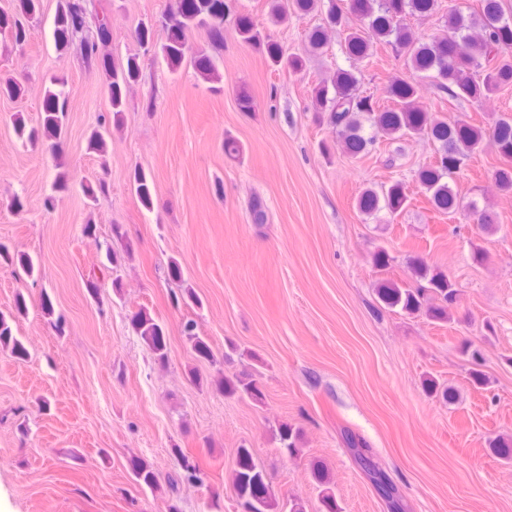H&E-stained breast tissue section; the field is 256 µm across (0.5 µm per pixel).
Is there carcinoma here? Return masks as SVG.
Instances as JSON below:
<instances>
[{"mask_svg": "<svg viewBox=\"0 0 512 512\" xmlns=\"http://www.w3.org/2000/svg\"><path fill=\"white\" fill-rule=\"evenodd\" d=\"M41 2L13 0L11 10H0V33L18 46L25 45L30 36L27 22L39 14ZM439 8L440 0H350V10L361 22L360 26L350 28L334 2L326 9L324 0H268L269 17L275 25H286L293 16L314 12L321 15V23L307 33L304 52L291 55L285 54L279 42L260 30L248 15L237 17L236 30L241 44L261 53L271 66L290 73L305 70L309 58L324 53L329 36L343 29L350 59L362 62L370 58L373 46H389L402 59L407 71L430 79L439 90L455 100L478 103L512 87V12L504 11L501 0H479V9L467 14L459 8L448 10L441 32L429 38L416 36L405 23L408 16L432 15ZM227 9L228 0H175L163 14L166 26L162 31L155 30L150 23H142L135 29V39L143 53H160L169 69L175 72L185 60L190 32L204 31L215 50L224 46ZM53 36L60 51L75 40L80 42L85 62L96 67L105 78L110 113L108 124L111 128L119 127L128 110L130 90L141 77L139 56L129 57L120 69L112 65L107 52L112 30L107 23V14L96 8L94 0H58ZM193 66L203 80L219 81L211 55H196ZM359 84L358 70L338 69L311 89L313 111L325 114L327 123L349 157L356 159L369 153L380 137L387 140L427 137L436 147V157L418 168L415 181L432 209L452 218L463 205L450 181L473 154L483 149L488 139L503 160L495 170L496 182L500 190L512 191V115L498 117L488 128L463 120H441L421 104L420 86L411 77H396L383 88L384 106L379 105L381 99L361 96ZM67 105L64 81L57 78L50 81L44 86L43 107L37 125H28L21 114L14 116L17 138L32 148L41 147L56 156L61 155L60 138ZM365 117L372 123L371 135L364 131ZM132 180L142 207L152 209L155 187L151 175L136 167ZM408 201L407 186L402 181H395L378 190H362L356 198V207L368 216L382 210L395 216L407 207ZM3 263L13 267L17 276L37 281L39 270L31 256L25 253L15 256L0 248V265ZM407 268L415 285L380 278L375 283L378 300L392 311L424 314L433 322L448 321V310L459 297L455 280L420 255L408 257ZM27 309L26 298L19 293L13 308L7 313L0 312V347L10 349L19 359L27 357L28 350L14 336L12 322ZM40 309L51 327L60 333L65 331V322L55 315L53 303L45 293L40 297ZM130 325L154 361L165 364L168 361L165 327L144 308L131 316ZM183 334L198 360L216 361L209 340L197 332L195 321L184 323ZM213 385L226 398L263 400L260 381L251 373L223 375L214 380ZM424 388L428 394L450 404L457 400L453 387H446L432 377L424 380ZM276 432L281 451L289 456L296 455L300 431L281 423ZM488 448L501 458L512 459L511 437H492L488 440ZM175 452L181 473L170 480V485L201 481L198 461L180 448ZM129 468L141 488L153 491L159 486L158 474L146 460L132 457ZM310 473L320 488V512H339L328 470L315 461L311 463ZM232 482L238 502L247 507L248 512H305V506L299 500L282 503L272 494L267 474L257 466L248 448L237 449Z\"/></svg>", "mask_w": 512, "mask_h": 512, "instance_id": "cac0c4a2", "label": "carcinoma"}]
</instances>
